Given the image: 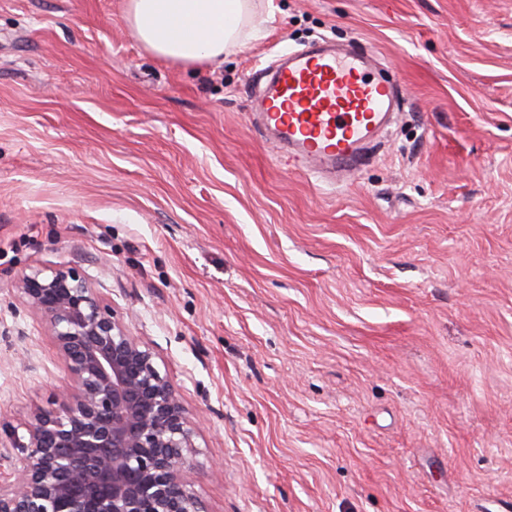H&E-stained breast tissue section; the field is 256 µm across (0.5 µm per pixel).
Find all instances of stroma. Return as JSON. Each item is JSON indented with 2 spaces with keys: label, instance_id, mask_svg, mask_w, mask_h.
<instances>
[{
  "label": "stroma",
  "instance_id": "1",
  "mask_svg": "<svg viewBox=\"0 0 512 512\" xmlns=\"http://www.w3.org/2000/svg\"><path fill=\"white\" fill-rule=\"evenodd\" d=\"M221 63L125 0H0V448L64 383L16 290L78 267L200 426L209 512H512V0H253ZM329 39L404 99L342 181L257 130Z\"/></svg>",
  "mask_w": 512,
  "mask_h": 512
}]
</instances>
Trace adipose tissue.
Instances as JSON below:
<instances>
[{
	"instance_id": "adipose-tissue-1",
	"label": "adipose tissue",
	"mask_w": 512,
	"mask_h": 512,
	"mask_svg": "<svg viewBox=\"0 0 512 512\" xmlns=\"http://www.w3.org/2000/svg\"><path fill=\"white\" fill-rule=\"evenodd\" d=\"M133 35L154 55L183 64L211 62L235 44L251 0H126Z\"/></svg>"
}]
</instances>
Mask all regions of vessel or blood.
<instances>
[{"instance_id": "vessel-or-blood-1", "label": "vessel or blood", "mask_w": 512, "mask_h": 512, "mask_svg": "<svg viewBox=\"0 0 512 512\" xmlns=\"http://www.w3.org/2000/svg\"><path fill=\"white\" fill-rule=\"evenodd\" d=\"M397 107V88L370 51L324 42L282 56L254 114L295 167L347 174Z\"/></svg>"}]
</instances>
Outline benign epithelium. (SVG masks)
I'll use <instances>...</instances> for the list:
<instances>
[{
    "instance_id": "1",
    "label": "benign epithelium",
    "mask_w": 512,
    "mask_h": 512,
    "mask_svg": "<svg viewBox=\"0 0 512 512\" xmlns=\"http://www.w3.org/2000/svg\"><path fill=\"white\" fill-rule=\"evenodd\" d=\"M16 290L43 317L67 382L18 453L0 451V512H207L187 480L198 426L153 351L74 266L24 273Z\"/></svg>"
}]
</instances>
